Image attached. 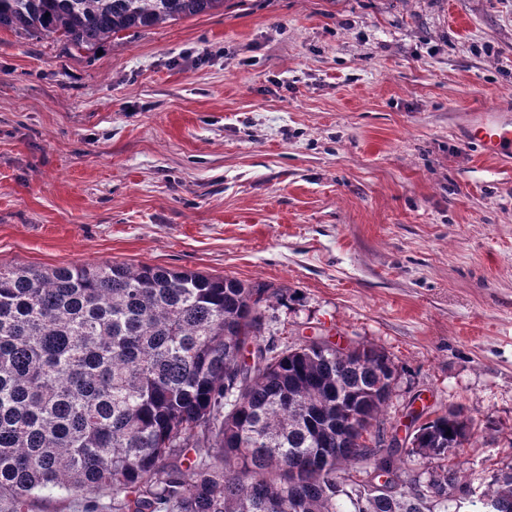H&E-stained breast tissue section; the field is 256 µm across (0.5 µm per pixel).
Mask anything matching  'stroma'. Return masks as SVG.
<instances>
[{"label": "stroma", "mask_w": 512, "mask_h": 512, "mask_svg": "<svg viewBox=\"0 0 512 512\" xmlns=\"http://www.w3.org/2000/svg\"><path fill=\"white\" fill-rule=\"evenodd\" d=\"M101 54L0 29V264L123 262L286 289L263 341L384 350L407 442L452 407L512 469V0H225ZM470 133L485 156L512 154V122L499 112H484L473 122Z\"/></svg>", "instance_id": "35a3bbf8"}]
</instances>
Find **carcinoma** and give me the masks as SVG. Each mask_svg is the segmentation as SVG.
<instances>
[{
  "mask_svg": "<svg viewBox=\"0 0 512 512\" xmlns=\"http://www.w3.org/2000/svg\"><path fill=\"white\" fill-rule=\"evenodd\" d=\"M222 8L0 0V29L90 51ZM285 293L151 265L0 264L7 512L64 495L88 512H448V488L470 495L447 464L471 434L458 410L422 424L404 450L436 464L425 485L403 478L398 449L377 455L363 444L384 425L392 392L385 351L259 343L262 303ZM104 489L109 504L98 498ZM479 501L481 512H512V471L494 476Z\"/></svg>",
  "mask_w": 512,
  "mask_h": 512,
  "instance_id": "obj_1",
  "label": "carcinoma"
}]
</instances>
